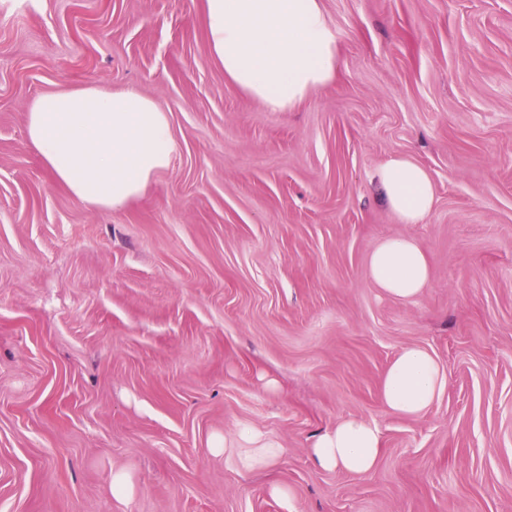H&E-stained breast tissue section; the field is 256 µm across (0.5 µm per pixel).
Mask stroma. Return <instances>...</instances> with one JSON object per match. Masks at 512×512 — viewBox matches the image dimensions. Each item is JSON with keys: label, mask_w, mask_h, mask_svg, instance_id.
I'll use <instances>...</instances> for the list:
<instances>
[{"label": "stroma", "mask_w": 512, "mask_h": 512, "mask_svg": "<svg viewBox=\"0 0 512 512\" xmlns=\"http://www.w3.org/2000/svg\"><path fill=\"white\" fill-rule=\"evenodd\" d=\"M338 78L288 112L231 85L203 0H0V512H512V0H323ZM135 90L169 115V167L118 211L56 183L27 138L43 94ZM403 154L435 204L402 224L376 174ZM392 235L430 284L371 281ZM420 345L445 389L387 414ZM358 414L375 469L318 468ZM280 446L242 470L213 440ZM126 471L129 498L112 493ZM368 274L385 294L410 302L430 283V268L421 244L409 236L382 240L368 260ZM446 376L433 354L422 346L401 349L390 363L380 390L383 410L399 417H419L440 398ZM233 441L238 445L235 450L245 471L270 468L281 454V448L275 446L264 433L253 426L238 428Z\"/></svg>", "instance_id": "1"}]
</instances>
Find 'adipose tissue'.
Here are the masks:
<instances>
[{"label":"adipose tissue","instance_id":"ef3b65f1","mask_svg":"<svg viewBox=\"0 0 512 512\" xmlns=\"http://www.w3.org/2000/svg\"><path fill=\"white\" fill-rule=\"evenodd\" d=\"M202 21L225 79L270 110H291L336 79L337 37L322 0H204ZM27 137L54 181L94 209H120L140 197L169 167L174 151L168 114L152 99L93 85L35 98ZM377 178L400 223H420L432 210L433 183L418 163L392 157ZM368 274L385 294L403 302L430 283L426 253L409 236L382 240L369 257ZM445 384L433 354L410 345L390 363L380 403L388 414L418 417L440 398ZM234 441L246 471L270 468L281 454L252 426L238 428ZM381 448L377 425L352 415L321 432L308 453L322 469L364 475L373 471Z\"/></svg>","mask_w":512,"mask_h":512}]
</instances>
